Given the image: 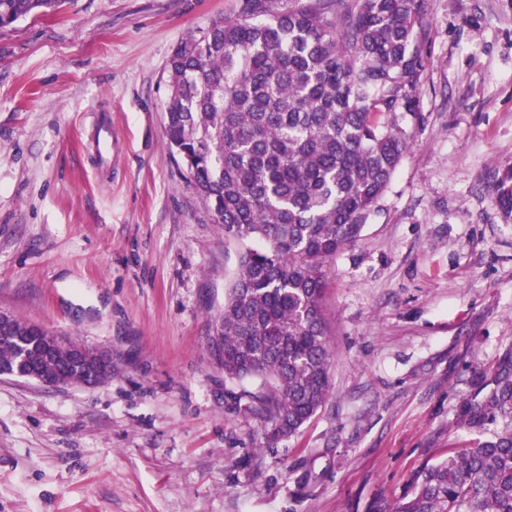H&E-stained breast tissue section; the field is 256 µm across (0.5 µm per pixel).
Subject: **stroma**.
<instances>
[{
	"mask_svg": "<svg viewBox=\"0 0 512 512\" xmlns=\"http://www.w3.org/2000/svg\"><path fill=\"white\" fill-rule=\"evenodd\" d=\"M239 5L68 0L0 28V310L112 351L92 388L0 376V512H368L471 438L455 407L512 346V0H426L410 147L330 263V394L270 444L258 381L209 349L241 246L165 133L171 53Z\"/></svg>",
	"mask_w": 512,
	"mask_h": 512,
	"instance_id": "1",
	"label": "stroma"
}]
</instances>
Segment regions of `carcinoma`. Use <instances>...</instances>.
I'll list each match as a JSON object with an SVG mask.
<instances>
[{
  "instance_id": "1",
  "label": "carcinoma",
  "mask_w": 512,
  "mask_h": 512,
  "mask_svg": "<svg viewBox=\"0 0 512 512\" xmlns=\"http://www.w3.org/2000/svg\"><path fill=\"white\" fill-rule=\"evenodd\" d=\"M65 0H0V27ZM428 53L425 0H242L172 53L166 135L239 266L212 323L224 378L262 379L251 413L266 442L293 435L324 405L332 353L322 301L328 264L354 244L409 147ZM498 207L512 216V171ZM52 336L34 379L72 381L66 334L11 316L0 366ZM472 435L421 466L395 502L371 512H512V346L457 410Z\"/></svg>"
}]
</instances>
